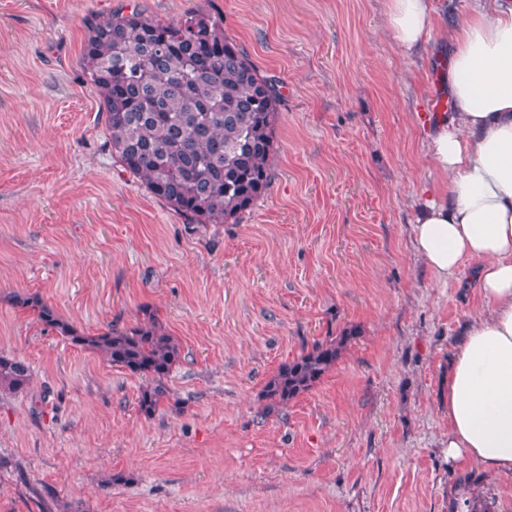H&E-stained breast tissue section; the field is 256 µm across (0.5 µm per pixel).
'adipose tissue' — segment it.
Returning a JSON list of instances; mask_svg holds the SVG:
<instances>
[{
    "label": "adipose tissue",
    "instance_id": "adipose-tissue-1",
    "mask_svg": "<svg viewBox=\"0 0 512 512\" xmlns=\"http://www.w3.org/2000/svg\"><path fill=\"white\" fill-rule=\"evenodd\" d=\"M433 0H387L408 57L435 23ZM449 95L428 152L442 190L418 200L414 249L441 278L471 272L488 309L473 318L448 374V458L512 481V0H476L451 30Z\"/></svg>",
    "mask_w": 512,
    "mask_h": 512
}]
</instances>
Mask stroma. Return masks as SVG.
<instances>
[{
  "instance_id": "1",
  "label": "stroma",
  "mask_w": 512,
  "mask_h": 512,
  "mask_svg": "<svg viewBox=\"0 0 512 512\" xmlns=\"http://www.w3.org/2000/svg\"><path fill=\"white\" fill-rule=\"evenodd\" d=\"M386 0H0V512H449L448 363L485 312L477 288L413 249L448 57L440 30L402 56ZM201 10L281 88L268 194L236 224H189L106 144L80 57L91 24ZM38 295L78 332L146 312L178 340L168 401L44 329ZM355 338L279 413L261 391L329 336ZM32 373L29 365L16 357L0 355V392L17 394L29 388Z\"/></svg>"
}]
</instances>
